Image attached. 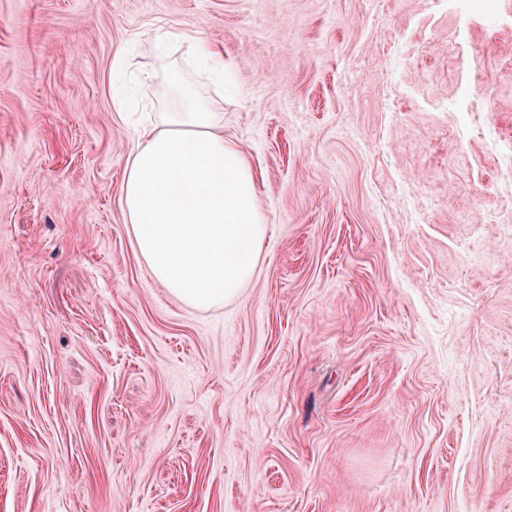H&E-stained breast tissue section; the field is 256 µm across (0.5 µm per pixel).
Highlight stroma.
Here are the masks:
<instances>
[{
	"label": "stroma",
	"instance_id": "1",
	"mask_svg": "<svg viewBox=\"0 0 512 512\" xmlns=\"http://www.w3.org/2000/svg\"><path fill=\"white\" fill-rule=\"evenodd\" d=\"M201 28L266 216L239 300L136 253L113 58ZM512 0H0V512H512Z\"/></svg>",
	"mask_w": 512,
	"mask_h": 512
}]
</instances>
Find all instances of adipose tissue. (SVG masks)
<instances>
[{
    "label": "adipose tissue",
    "instance_id": "obj_1",
    "mask_svg": "<svg viewBox=\"0 0 512 512\" xmlns=\"http://www.w3.org/2000/svg\"><path fill=\"white\" fill-rule=\"evenodd\" d=\"M187 44L207 63L219 55L201 29H152L156 53ZM176 109L135 133L120 189L134 247L179 300L210 310L240 297L267 226L246 155L224 140V112L179 72L168 78Z\"/></svg>",
    "mask_w": 512,
    "mask_h": 512
}]
</instances>
